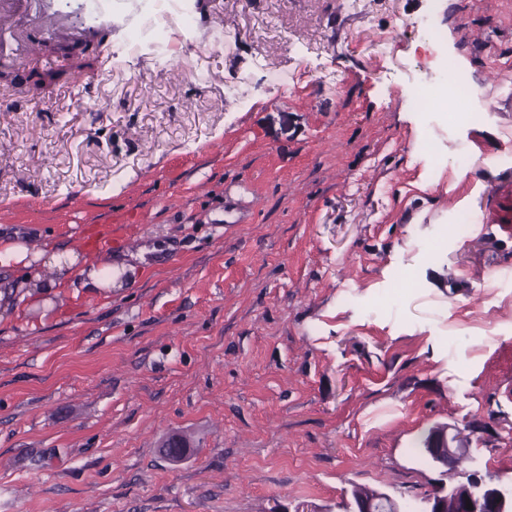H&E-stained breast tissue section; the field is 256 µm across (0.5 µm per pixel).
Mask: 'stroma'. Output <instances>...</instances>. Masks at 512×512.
I'll list each match as a JSON object with an SVG mask.
<instances>
[{"label": "stroma", "instance_id": "1", "mask_svg": "<svg viewBox=\"0 0 512 512\" xmlns=\"http://www.w3.org/2000/svg\"><path fill=\"white\" fill-rule=\"evenodd\" d=\"M47 14L78 23L17 0L0 46V244L136 272L0 266V512H420L458 479L417 451L440 424L511 484L512 0H194L164 70L142 0ZM443 58L475 121L421 112ZM98 264L90 266H74V261H70L67 265V274L73 288H102L105 284V277L112 272V261H105L99 267ZM399 502L386 493H364L354 490L345 512H401Z\"/></svg>", "mask_w": 512, "mask_h": 512}]
</instances>
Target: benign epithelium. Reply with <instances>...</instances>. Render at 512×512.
Returning a JSON list of instances; mask_svg holds the SVG:
<instances>
[{
    "label": "benign epithelium",
    "instance_id": "1",
    "mask_svg": "<svg viewBox=\"0 0 512 512\" xmlns=\"http://www.w3.org/2000/svg\"><path fill=\"white\" fill-rule=\"evenodd\" d=\"M471 437L460 430L450 432V427L438 425L428 433L427 447L435 463L448 466V459L468 452ZM457 512H512V490L500 483L488 482L480 472L463 474L462 479L448 488L435 486L423 499L422 512H446L448 503ZM472 507H466V504ZM345 512H401L399 502L386 493L353 491L352 500Z\"/></svg>",
    "mask_w": 512,
    "mask_h": 512
}]
</instances>
